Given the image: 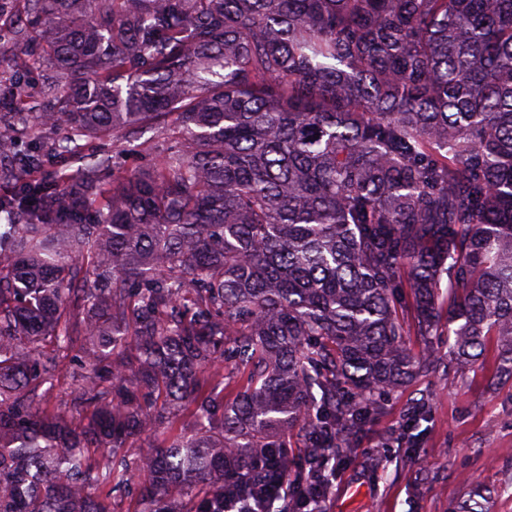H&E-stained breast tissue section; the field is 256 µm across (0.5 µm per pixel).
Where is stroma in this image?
Segmentation results:
<instances>
[{
    "mask_svg": "<svg viewBox=\"0 0 512 512\" xmlns=\"http://www.w3.org/2000/svg\"><path fill=\"white\" fill-rule=\"evenodd\" d=\"M496 346L463 372L418 379L388 397L357 435L350 460L337 465L327 512H457L480 485L489 512H512V385L494 389ZM429 397V416L409 406ZM417 434L421 447L399 444Z\"/></svg>",
    "mask_w": 512,
    "mask_h": 512,
    "instance_id": "1",
    "label": "stroma"
}]
</instances>
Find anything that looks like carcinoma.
Returning <instances> with one entry per match:
<instances>
[{"label":"carcinoma","instance_id":"1","mask_svg":"<svg viewBox=\"0 0 512 512\" xmlns=\"http://www.w3.org/2000/svg\"><path fill=\"white\" fill-rule=\"evenodd\" d=\"M7 37L0 512H224L295 428L315 498L389 393L492 337L512 380V0H22Z\"/></svg>","mask_w":512,"mask_h":512}]
</instances>
